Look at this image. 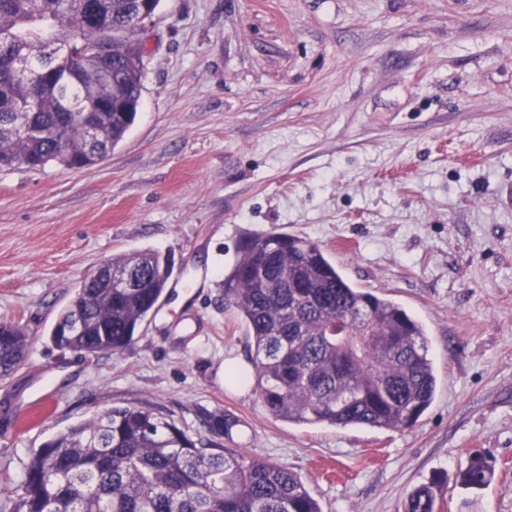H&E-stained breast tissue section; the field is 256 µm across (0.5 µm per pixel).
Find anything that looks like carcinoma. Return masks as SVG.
Listing matches in <instances>:
<instances>
[{
	"instance_id": "carcinoma-1",
	"label": "carcinoma",
	"mask_w": 512,
	"mask_h": 512,
	"mask_svg": "<svg viewBox=\"0 0 512 512\" xmlns=\"http://www.w3.org/2000/svg\"><path fill=\"white\" fill-rule=\"evenodd\" d=\"M133 0H0V169L79 168L96 150L125 138L145 77L143 55L117 49L108 62L88 61L72 75V48L99 42L102 27L130 26ZM46 45L55 54L29 84L14 72L16 52L32 56ZM28 95L37 109L26 124L13 116ZM93 106L98 132L73 116ZM133 267L138 288L78 290L83 309L77 336L51 340L88 356L119 354L152 312L171 271L157 252L115 257ZM224 298L239 312L253 341V371L229 376L254 385L266 411L295 424L398 430L416 424L431 406L436 375L421 322L397 302L352 287L312 241L286 233L249 240L224 278ZM347 336H333L336 329ZM26 332L0 323V379L25 358ZM232 437L229 414L208 421ZM495 465L474 452L455 483L477 491ZM443 483L414 489L403 512H436ZM10 512H322L301 476L241 452L207 447L152 407L115 406L34 450L25 479L12 491Z\"/></svg>"
}]
</instances>
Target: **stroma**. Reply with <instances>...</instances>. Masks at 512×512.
I'll return each mask as SVG.
<instances>
[{"label": "stroma", "mask_w": 512, "mask_h": 512, "mask_svg": "<svg viewBox=\"0 0 512 512\" xmlns=\"http://www.w3.org/2000/svg\"><path fill=\"white\" fill-rule=\"evenodd\" d=\"M139 37L141 104L108 158L0 169V322L28 335L0 381V512L33 450L145 405L288 466L322 512H403L435 477L439 512H512V0H160ZM274 231L424 324L437 391L415 425L291 424L227 385L254 350L222 282ZM145 250L171 274L130 346H54L84 278ZM219 412L232 437L210 431ZM476 449L496 474L469 494L455 476Z\"/></svg>", "instance_id": "stroma-1"}]
</instances>
